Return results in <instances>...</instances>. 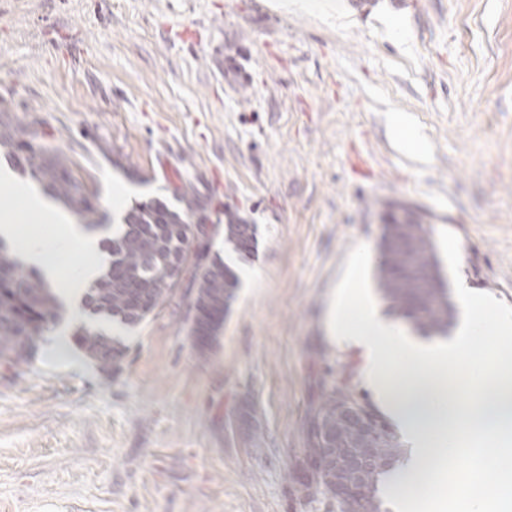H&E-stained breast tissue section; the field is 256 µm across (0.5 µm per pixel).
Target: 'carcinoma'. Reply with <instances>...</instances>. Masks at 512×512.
Listing matches in <instances>:
<instances>
[{
    "instance_id": "obj_1",
    "label": "carcinoma",
    "mask_w": 512,
    "mask_h": 512,
    "mask_svg": "<svg viewBox=\"0 0 512 512\" xmlns=\"http://www.w3.org/2000/svg\"><path fill=\"white\" fill-rule=\"evenodd\" d=\"M39 140L37 129H21L8 113L0 112V147L14 154L18 165L49 195L85 220L86 229H108L99 218L93 191L72 175L67 153L46 143L34 145ZM174 192L182 210H173L159 199L137 204L124 214L115 235L102 239L108 264L88 297V307L97 317L124 326L141 323L176 284L192 245L207 236V229L192 223L205 206L191 182H181ZM405 230L416 243L422 265L435 270L436 286L417 288L410 279L396 275L399 258L389 242L398 233L399 225L396 220L387 219L376 268L378 287L396 315L421 335L446 336L455 307L448 305V279L435 250L431 226L417 221L405 225ZM224 238L242 253L254 252V229L238 217H228ZM192 279L196 289L188 304V335L211 332L216 337L235 300L237 275L220 257L211 258L200 248ZM59 317L58 298L43 276L24 265L0 239V363L12 365L30 360L39 337ZM75 343L102 370L119 369L123 356L119 341H109L105 333L82 327L75 333ZM347 403L358 405L378 429L376 437L367 441L359 429L343 424L342 409ZM328 431L339 447L365 450L372 467L357 481L346 469L333 465L305 476L302 485L322 490L336 501L337 512H384L378 484L401 456L398 434L369 404L356 399L347 383L330 390L312 419L305 449L307 459L322 456L323 449L329 447Z\"/></svg>"
}]
</instances>
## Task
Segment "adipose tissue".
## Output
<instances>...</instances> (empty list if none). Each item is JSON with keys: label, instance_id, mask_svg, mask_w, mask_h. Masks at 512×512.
I'll list each match as a JSON object with an SVG mask.
<instances>
[{"label": "adipose tissue", "instance_id": "ef3b65f1", "mask_svg": "<svg viewBox=\"0 0 512 512\" xmlns=\"http://www.w3.org/2000/svg\"><path fill=\"white\" fill-rule=\"evenodd\" d=\"M0 191L21 204L0 218V237L40 270L65 309L66 322L51 336L46 355L81 365L82 356L69 343L68 326L87 318L85 300L101 272V238L85 232L67 213L11 176L0 178Z\"/></svg>", "mask_w": 512, "mask_h": 512}]
</instances>
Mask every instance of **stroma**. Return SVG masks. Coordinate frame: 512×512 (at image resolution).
I'll list each match as a JSON object with an SVG mask.
<instances>
[{"label": "stroma", "instance_id": "35a3bbf8", "mask_svg": "<svg viewBox=\"0 0 512 512\" xmlns=\"http://www.w3.org/2000/svg\"><path fill=\"white\" fill-rule=\"evenodd\" d=\"M0 0V107L41 120L109 199L176 205L190 181L210 254L240 273L213 349L183 273L115 333L118 372L0 364V512H336L285 478L325 393L370 401L364 356L326 315L349 251L377 252L390 202L455 233L467 288L512 305V0ZM195 27L198 39L178 40ZM237 60V84L222 69ZM426 137L402 149L390 119ZM253 225L254 255L224 241Z\"/></svg>", "mask_w": 512, "mask_h": 512}]
</instances>
